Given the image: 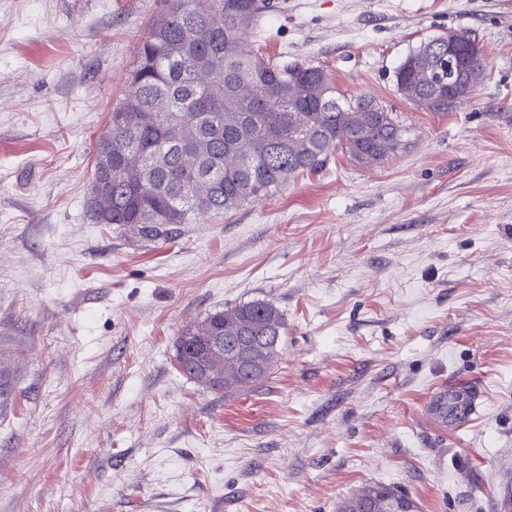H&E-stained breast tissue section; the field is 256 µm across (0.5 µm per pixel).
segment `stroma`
Here are the masks:
<instances>
[{"label": "stroma", "mask_w": 512, "mask_h": 512, "mask_svg": "<svg viewBox=\"0 0 512 512\" xmlns=\"http://www.w3.org/2000/svg\"><path fill=\"white\" fill-rule=\"evenodd\" d=\"M247 47L323 65L412 128L373 167L331 157L163 236L92 223L95 140L163 0H0V512H338L368 484L419 512L512 495V0H268ZM472 32L470 99L432 112L394 71ZM253 300L284 329L223 392L176 340ZM470 379L469 426L427 425ZM465 73H466V81L463 93H465V100L468 99L476 90L478 85L481 83L484 75V70L486 69L485 65V57L481 56H468L465 58ZM474 74L476 79L472 84H469V75ZM471 85V87H470ZM482 403L476 382L452 380L436 387L426 405L425 419L437 430L461 431L474 419Z\"/></svg>", "instance_id": "stroma-1"}]
</instances>
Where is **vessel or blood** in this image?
<instances>
[{
    "mask_svg": "<svg viewBox=\"0 0 512 512\" xmlns=\"http://www.w3.org/2000/svg\"><path fill=\"white\" fill-rule=\"evenodd\" d=\"M482 403L479 385L469 380H452L436 387L426 405L425 419L437 430L466 428Z\"/></svg>",
    "mask_w": 512,
    "mask_h": 512,
    "instance_id": "1",
    "label": "vessel or blood"
}]
</instances>
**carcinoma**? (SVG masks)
<instances>
[{"label":"carcinoma","mask_w":512,"mask_h":512,"mask_svg":"<svg viewBox=\"0 0 512 512\" xmlns=\"http://www.w3.org/2000/svg\"><path fill=\"white\" fill-rule=\"evenodd\" d=\"M266 0H164L142 40L123 97L95 141L87 208L96 224H130L150 237L169 224L219 216L265 196L292 176L323 170L332 153L372 167L405 149L409 127L366 95L348 97L312 62L273 61L252 53ZM433 39L411 51L395 71L397 90L432 112L448 106V59ZM470 97L486 69L468 56ZM284 321L271 303L251 301L208 313L184 327L177 361L199 379L204 336H269L277 352ZM224 362L221 391L262 379ZM339 512H418L404 492L370 484Z\"/></svg>","instance_id":"cac0c4a2"}]
</instances>
